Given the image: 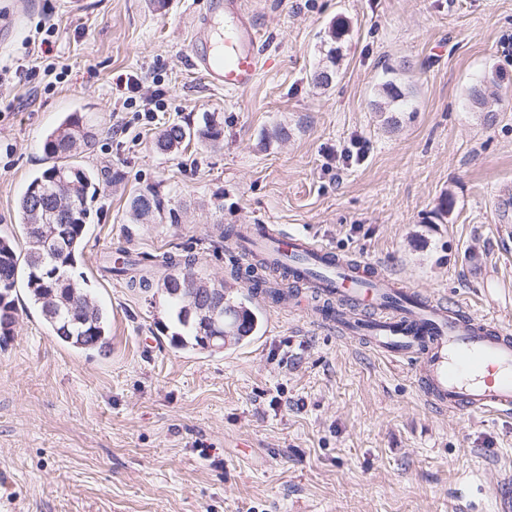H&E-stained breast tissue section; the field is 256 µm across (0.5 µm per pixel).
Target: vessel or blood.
Masks as SVG:
<instances>
[{
    "label": "vessel or blood",
    "mask_w": 512,
    "mask_h": 512,
    "mask_svg": "<svg viewBox=\"0 0 512 512\" xmlns=\"http://www.w3.org/2000/svg\"><path fill=\"white\" fill-rule=\"evenodd\" d=\"M204 35L191 66L226 93L249 90L264 67L261 33L241 0H209ZM247 236L293 269L287 288L315 292L332 306L324 324L394 363L408 364L424 400L465 416L512 415V328L471 306L405 289L363 256L345 263L314 239L274 224H251Z\"/></svg>",
    "instance_id": "1"
}]
</instances>
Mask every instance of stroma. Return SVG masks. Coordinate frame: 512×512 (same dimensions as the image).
Here are the masks:
<instances>
[{"label": "stroma", "instance_id": "1", "mask_svg": "<svg viewBox=\"0 0 512 512\" xmlns=\"http://www.w3.org/2000/svg\"><path fill=\"white\" fill-rule=\"evenodd\" d=\"M0 0V234L71 113L93 128L84 166L108 180L72 278L105 312L106 351L48 330L26 277L0 340V512H501L512 418L431 408L406 366L345 340L312 311L260 305L253 340L178 345L161 290L100 273L104 254L192 253L232 280L215 224H282L363 255L421 293L512 324V0H246L264 34L254 86L228 95L189 73L206 0ZM345 26L333 82L330 33ZM49 39L47 84L26 66ZM394 76L408 96L381 112ZM138 78L140 92L126 82ZM484 83L487 106L470 87ZM158 108L144 112L142 100ZM211 113L219 147L162 153L158 132ZM154 188L178 223H129Z\"/></svg>", "mask_w": 512, "mask_h": 512}]
</instances>
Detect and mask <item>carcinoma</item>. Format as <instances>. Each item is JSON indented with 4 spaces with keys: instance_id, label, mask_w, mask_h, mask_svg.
<instances>
[{
    "instance_id": "obj_1",
    "label": "carcinoma",
    "mask_w": 512,
    "mask_h": 512,
    "mask_svg": "<svg viewBox=\"0 0 512 512\" xmlns=\"http://www.w3.org/2000/svg\"><path fill=\"white\" fill-rule=\"evenodd\" d=\"M222 135L223 129L212 117L196 127L173 124L159 135L155 148L165 153L192 140L215 146ZM94 141V132L75 112L44 141L43 150L50 165L32 177L19 200L24 247L10 237L0 236V336L9 335L16 321L10 294L19 269L24 268L27 286L52 335L76 349H102L108 345L103 310L92 302L89 291L67 274L83 251L90 206L100 192L94 173L76 160L78 154L91 149ZM68 206L74 207V219L66 224L44 220L49 212ZM127 209L133 224H149L165 213L172 223H178L175 211L165 210L163 198L152 188L133 195ZM104 262L105 272L144 293L153 288L157 274L166 270L162 286L173 305L175 320L184 330L177 337L184 347L194 349L200 345L196 317L188 316L192 305L224 303L232 317L220 322L218 331L230 341H245L258 331V313L249 307L252 298L245 296L235 302L226 299L224 284L210 283L192 274L196 263L192 255L165 253L149 267L140 266L128 254L116 259L107 255Z\"/></svg>"
}]
</instances>
